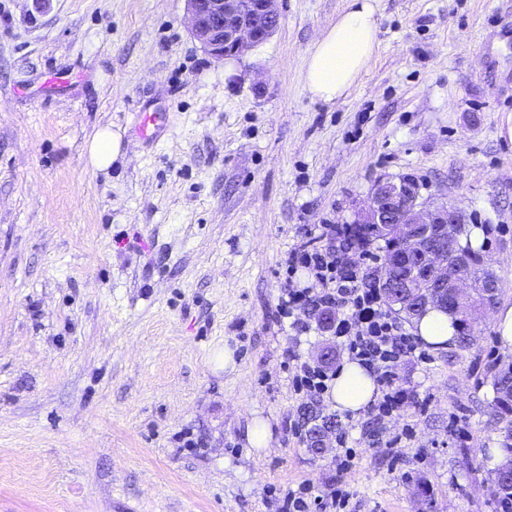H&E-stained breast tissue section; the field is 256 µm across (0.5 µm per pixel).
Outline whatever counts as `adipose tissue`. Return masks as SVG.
Wrapping results in <instances>:
<instances>
[{"label": "adipose tissue", "mask_w": 512, "mask_h": 512, "mask_svg": "<svg viewBox=\"0 0 512 512\" xmlns=\"http://www.w3.org/2000/svg\"><path fill=\"white\" fill-rule=\"evenodd\" d=\"M378 32L373 0H346L336 22L306 52L303 80L311 96L325 103L348 96L378 49ZM377 394L374 375L352 361L337 373L330 401L337 411L356 416Z\"/></svg>", "instance_id": "adipose-tissue-1"}]
</instances>
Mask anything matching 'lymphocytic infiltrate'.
I'll return each instance as SVG.
<instances>
[{
    "instance_id": "f902f5d3",
    "label": "lymphocytic infiltrate",
    "mask_w": 512,
    "mask_h": 512,
    "mask_svg": "<svg viewBox=\"0 0 512 512\" xmlns=\"http://www.w3.org/2000/svg\"><path fill=\"white\" fill-rule=\"evenodd\" d=\"M320 237L323 246L312 249L301 246L291 250L287 258L289 269H306L315 280V287L283 289L278 299L279 310L291 317L292 328L300 333L311 329L306 314L320 310L337 312L338 317L330 326L333 337L350 360L375 375L381 391V400L371 409L374 419L380 421L404 413L408 393L398 367L417 350L418 342L386 310L380 288L367 283L363 266L347 261L340 253V246L351 238L350 225H323ZM347 499L342 490L320 496L305 484L300 492H288L281 509L282 512H336Z\"/></svg>"
}]
</instances>
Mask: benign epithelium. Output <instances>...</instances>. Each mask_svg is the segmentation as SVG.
I'll return each mask as SVG.
<instances>
[{
    "label": "benign epithelium",
    "instance_id": "benign-epithelium-1",
    "mask_svg": "<svg viewBox=\"0 0 512 512\" xmlns=\"http://www.w3.org/2000/svg\"><path fill=\"white\" fill-rule=\"evenodd\" d=\"M190 32L216 60L236 57L265 42L278 28L279 0H185ZM353 223L379 229L392 239L380 270V287L403 289L432 307L451 301L474 320L472 304L478 285L462 266L450 264L454 246L448 225L467 223L453 205L423 201L411 177L380 179Z\"/></svg>",
    "mask_w": 512,
    "mask_h": 512
}]
</instances>
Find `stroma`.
Here are the masks:
<instances>
[{"label": "stroma", "instance_id": "stroma-1", "mask_svg": "<svg viewBox=\"0 0 512 512\" xmlns=\"http://www.w3.org/2000/svg\"><path fill=\"white\" fill-rule=\"evenodd\" d=\"M345 5L283 0L265 43L219 62L185 0H0V512H277L304 482L345 489L346 512H501L494 313L468 347L401 364L389 449L369 412L297 391L294 360L348 357L278 297L312 284L289 250L410 175L482 229L512 306V0H375L379 49L327 104L304 60ZM141 108L160 141L134 136ZM103 126L124 153L101 172ZM223 344L234 370L213 367ZM317 415L347 463L293 435ZM87 151L90 165L95 171L110 169L123 151L121 135L108 126L100 127L90 139Z\"/></svg>", "mask_w": 512, "mask_h": 512}]
</instances>
